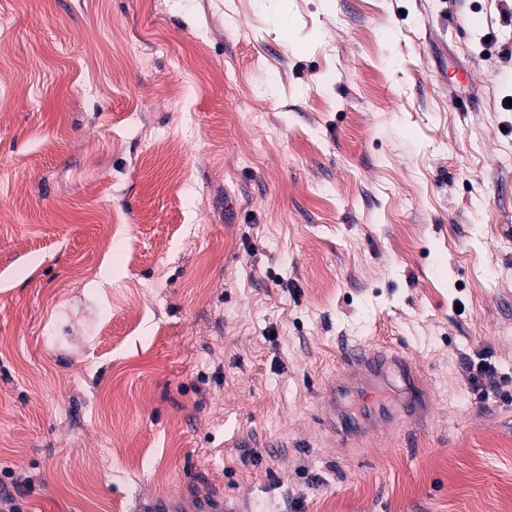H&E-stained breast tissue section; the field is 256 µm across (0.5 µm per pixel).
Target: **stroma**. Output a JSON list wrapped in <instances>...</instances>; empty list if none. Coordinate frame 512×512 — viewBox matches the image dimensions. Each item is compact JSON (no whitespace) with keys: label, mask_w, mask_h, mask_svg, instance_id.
<instances>
[{"label":"stroma","mask_w":512,"mask_h":512,"mask_svg":"<svg viewBox=\"0 0 512 512\" xmlns=\"http://www.w3.org/2000/svg\"><path fill=\"white\" fill-rule=\"evenodd\" d=\"M344 340L417 369L405 429L333 442ZM20 476L21 512H512V0H0ZM480 362L474 366L469 365L470 382L473 386L488 394V388H497L499 386L496 366L484 356ZM475 367V368H474ZM473 371V372H472ZM472 372V373H471Z\"/></svg>","instance_id":"stroma-1"}]
</instances>
